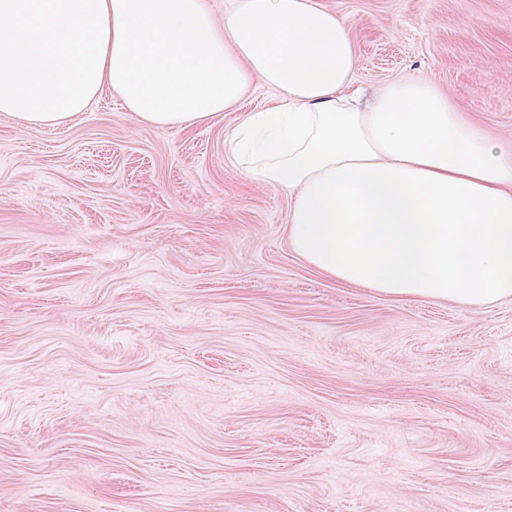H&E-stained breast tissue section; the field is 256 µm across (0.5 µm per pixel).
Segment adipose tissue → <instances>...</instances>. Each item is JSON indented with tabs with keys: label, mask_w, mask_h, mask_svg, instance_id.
Instances as JSON below:
<instances>
[{
	"label": "adipose tissue",
	"mask_w": 512,
	"mask_h": 512,
	"mask_svg": "<svg viewBox=\"0 0 512 512\" xmlns=\"http://www.w3.org/2000/svg\"><path fill=\"white\" fill-rule=\"evenodd\" d=\"M346 21L317 0H0V112L52 126L117 93L179 127L255 85L274 105L226 132L233 163L288 195V240L326 278L396 299H512V137L431 79L362 96Z\"/></svg>",
	"instance_id": "adipose-tissue-1"
}]
</instances>
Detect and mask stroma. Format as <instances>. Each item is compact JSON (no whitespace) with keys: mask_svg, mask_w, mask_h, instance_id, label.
Segmentation results:
<instances>
[{"mask_svg":"<svg viewBox=\"0 0 512 512\" xmlns=\"http://www.w3.org/2000/svg\"><path fill=\"white\" fill-rule=\"evenodd\" d=\"M365 87L512 133V0H322ZM0 114V512H512V300L404 302L288 243L224 131Z\"/></svg>","mask_w":512,"mask_h":512,"instance_id":"35a3bbf8","label":"stroma"}]
</instances>
